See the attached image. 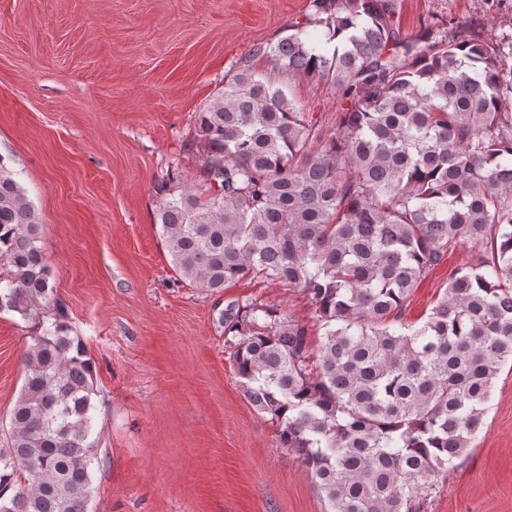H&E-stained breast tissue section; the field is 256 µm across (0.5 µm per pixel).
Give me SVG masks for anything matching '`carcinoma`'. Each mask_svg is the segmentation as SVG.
Wrapping results in <instances>:
<instances>
[{
	"label": "carcinoma",
	"instance_id": "1",
	"mask_svg": "<svg viewBox=\"0 0 512 512\" xmlns=\"http://www.w3.org/2000/svg\"><path fill=\"white\" fill-rule=\"evenodd\" d=\"M312 8L252 57L330 80L347 104L333 133L244 59L197 115L200 188L163 200L155 223L198 288L277 281L311 298L316 366L307 325L256 296L224 309V346L328 512H424L512 362V66L446 21L404 34L397 0ZM461 239L484 256L449 270L429 314L405 323L419 282ZM40 242L39 214L0 159V312L42 318L53 287ZM72 332L58 311L24 353L0 512H88L96 371Z\"/></svg>",
	"mask_w": 512,
	"mask_h": 512
}]
</instances>
